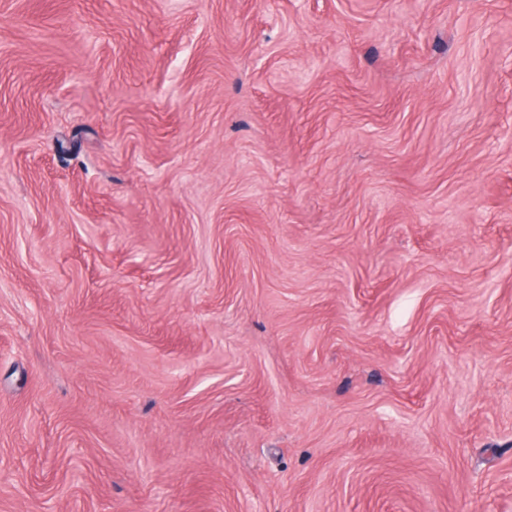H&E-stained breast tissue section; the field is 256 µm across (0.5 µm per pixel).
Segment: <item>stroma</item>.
Instances as JSON below:
<instances>
[{"mask_svg":"<svg viewBox=\"0 0 512 512\" xmlns=\"http://www.w3.org/2000/svg\"><path fill=\"white\" fill-rule=\"evenodd\" d=\"M0 512H512V0H0Z\"/></svg>","mask_w":512,"mask_h":512,"instance_id":"1","label":"stroma"}]
</instances>
